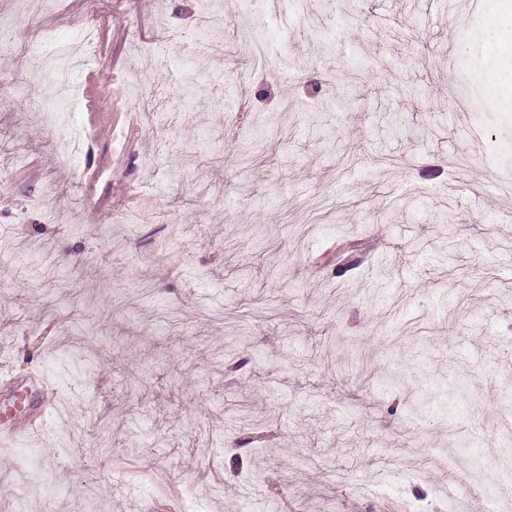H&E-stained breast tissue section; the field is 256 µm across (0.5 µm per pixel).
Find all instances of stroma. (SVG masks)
Segmentation results:
<instances>
[{"mask_svg":"<svg viewBox=\"0 0 512 512\" xmlns=\"http://www.w3.org/2000/svg\"><path fill=\"white\" fill-rule=\"evenodd\" d=\"M502 2L224 0L217 48L199 0H0V374L46 373L86 431L73 441L51 413L40 436L0 444V512L512 502L495 469L463 502L443 466L512 455L497 426L512 388ZM89 29L94 62L72 68L64 49ZM344 239L369 247L313 275ZM83 257L97 272L79 294L65 266ZM423 395L427 416L406 424ZM233 414L242 429H225ZM211 466L223 480H201Z\"/></svg>","mask_w":512,"mask_h":512,"instance_id":"35a3bbf8","label":"stroma"}]
</instances>
